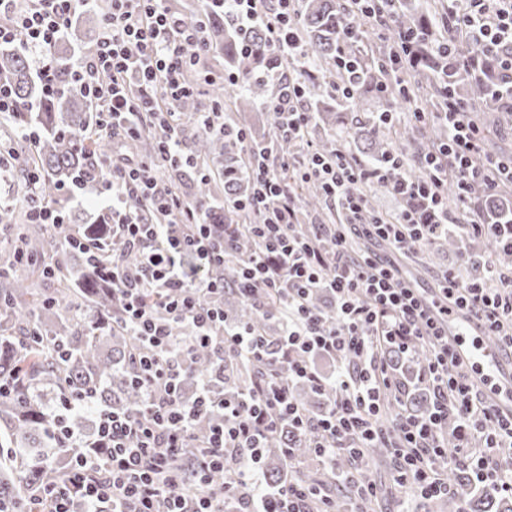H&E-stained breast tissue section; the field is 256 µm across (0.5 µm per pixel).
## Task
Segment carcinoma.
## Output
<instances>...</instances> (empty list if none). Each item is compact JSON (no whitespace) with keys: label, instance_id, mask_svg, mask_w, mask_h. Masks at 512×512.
<instances>
[{"label":"carcinoma","instance_id":"obj_1","mask_svg":"<svg viewBox=\"0 0 512 512\" xmlns=\"http://www.w3.org/2000/svg\"><path fill=\"white\" fill-rule=\"evenodd\" d=\"M207 15L208 48L224 53V71L236 76L228 83L232 91L226 97L217 94L211 104L231 103L238 112L254 106L269 109L279 91L273 75L292 71L301 77L305 96L315 107L316 121L323 124L326 136L320 151L333 155L347 149L360 162L376 165L390 152L414 153L417 159L435 152L448 137L441 123L409 124L387 137L386 125L379 114L366 107L373 99H383L388 111L400 112L408 104L418 102L423 108L434 107L445 87L470 107L487 114L493 128L512 125V89L505 83L507 75L495 57L484 56L468 37L456 35L452 54L443 53L445 45L446 7L430 0H400L390 34L409 30L419 42L418 54L411 64L390 75L385 67L390 43H379V21L351 9L346 0H303L297 6V47L283 52L271 45L265 28L259 24L241 25L232 15L204 4ZM85 21L71 28L54 46L50 61L54 67L56 90L47 95L31 71L30 58L21 47H0V80L11 84L21 110L11 116L15 130L35 124L43 135L33 147L14 152L16 171L13 181L28 200V174L39 170L40 200L58 203L57 192L67 181L76 180L83 188L107 185V175L98 166V157L111 149L112 136L98 133L96 113L90 101L71 80L79 65L75 52L64 48L69 42L84 44L99 31L104 12L84 7ZM344 50L356 64L360 80L353 86L352 97L343 103L333 90L336 81V54ZM471 58L468 69L455 66L458 60ZM181 117L195 120L199 112L195 94L184 97L178 105ZM234 130L244 129L254 139L257 153L274 151L286 155L295 142L284 138L276 123L262 130L237 119ZM158 132L149 129L133 144L142 157L163 163L159 155ZM193 155L210 158L223 166L224 197L241 199L250 191L248 158L242 144L232 133L204 131L194 143ZM300 204L315 208L323 199L314 182L295 186ZM218 186L209 177L199 178L193 186V201L208 215L211 224L224 225L232 236L231 253L224 263L209 268V279L224 283L225 299L233 300L232 318L240 324L252 325L272 341L271 350L280 349L281 331L267 319L264 310L242 297L236 290L238 261L252 253L255 243L245 231L252 223V213L235 206L215 210ZM471 196L477 207L495 221L512 216V187L503 185L488 194L476 184ZM76 238L100 247L104 261L95 263L88 255L70 245ZM112 214L103 211L94 219L76 212L68 224L27 226L18 223L13 206L0 207V247L8 253L0 264V503L9 512H34L38 507L36 493L47 480L61 481L67 463L86 452L72 444L66 434L84 435V414L88 408L75 406L60 421L53 417V406L76 397L89 387L95 389L96 405L110 411L133 416L140 414L145 391L133 382L134 360L141 343L132 330L120 322L118 302L112 291L108 260L112 257ZM22 253L35 261L45 253L53 254L55 274L47 269L28 275L14 271V258ZM173 332L183 342L184 367L176 390L181 397L209 384L217 395L224 387L246 391L263 366L245 358L227 360L215 342L193 341V333L185 325ZM390 374L401 389L400 399L389 397L387 416L400 411L418 417L432 408L430 393L414 382V373L404 366V354L388 347L385 351ZM296 400L307 410L323 412L329 401L325 393L308 386L293 389ZM222 421L215 411L197 420L191 433L195 445L203 442L216 424ZM380 448H368L363 455L345 454L338 468L360 477L369 459L378 460ZM315 455L302 437L286 425L270 434L262 449L261 463L266 467L268 485L279 488L288 482L316 483L308 472L292 470L289 463ZM183 489L196 488L197 465L194 449L184 455ZM444 481L454 488L471 491V512H512V500L495 489L472 485L465 469L450 467ZM420 512H454L452 496H424L418 502Z\"/></svg>","mask_w":512,"mask_h":512}]
</instances>
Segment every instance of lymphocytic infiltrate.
Returning a JSON list of instances; mask_svg holds the SVG:
<instances>
[{
    "instance_id": "1",
    "label": "lymphocytic infiltrate",
    "mask_w": 512,
    "mask_h": 512,
    "mask_svg": "<svg viewBox=\"0 0 512 512\" xmlns=\"http://www.w3.org/2000/svg\"><path fill=\"white\" fill-rule=\"evenodd\" d=\"M88 0H0V44L19 45L35 52L36 74L45 82L54 77L44 59L64 29ZM237 22L263 21L273 44H287L296 20L295 0H277L263 12L260 0H222ZM453 32L467 33L483 53L499 57L512 75V0H448ZM204 25L172 9L169 0H110L95 51L74 79L91 102H105L100 131L127 142L140 137L144 124L160 130L158 149L175 166L197 168L182 148L181 123L172 108L191 88L183 77L189 49H203ZM286 89L272 104L273 117L290 137H303L313 112L299 80L282 75ZM137 85L130 95L129 85ZM439 118L453 135L438 152L427 155L424 175L403 176L405 158L391 153L379 166L369 167L346 152L327 158L309 149L297 163L285 157L261 159L250 168L254 192L242 208L256 216L247 230L257 247L245 260L238 290L250 299L277 297V320L286 328L287 343L279 361L290 379L322 390L334 398L318 421L307 419L286 384L260 378L245 392L215 396L201 386L190 400L176 393L180 372L175 324H186L202 341H218L225 355L267 363L271 356L265 336L255 328L229 325L223 309L206 298L217 289L202 273L224 260L230 243L221 225L207 223L204 213L186 196L172 192L159 168L146 160L102 161L112 187V228L118 242L112 252V286L121 301L122 318L139 336L143 350L135 361L137 378L147 395L141 415L103 410L97 436L88 455L70 464L66 478L46 484V512H73L81 499L86 512H224V496L238 495L240 512H311L317 489L291 483L275 492L255 495L260 477L258 453L266 436L280 423L308 436L313 448L336 462L356 441H381L379 398L391 389L388 367L380 347L389 344L409 351L427 345L430 355L424 379L435 398L431 414H396L391 422L399 435L393 457L397 479L415 490L440 495L449 490L436 473L437 465H454L448 455V430L479 441L469 459L481 480L491 481L512 496V412L500 409L476 389L475 379L456 346L448 339L450 319L465 316L498 337L512 352V275H502L490 255L476 258L486 279L465 280L449 271L438 300L424 297L400 277L396 267L368 252L347 259L348 236L387 242L395 251L411 252L435 244L448 225L488 241L494 249H512V224L488 221L473 208L472 182L488 190L512 183V165L479 157L483 129L470 117L466 103L445 92L435 112L418 109L412 122ZM292 169L293 180L317 182L342 219L317 224L315 241L294 232L298 205L292 180L281 172ZM457 183L455 203L440 188L447 178ZM386 183L389 192L409 198L414 206L397 218L369 212L363 188ZM192 256L196 266L183 271L178 258ZM321 287L335 303L333 319L310 306L311 289ZM352 360L334 381L313 365L315 356ZM221 410L224 422L213 430L198 459L199 487L182 490L181 454L194 421ZM224 476L213 485V474Z\"/></svg>"
}]
</instances>
